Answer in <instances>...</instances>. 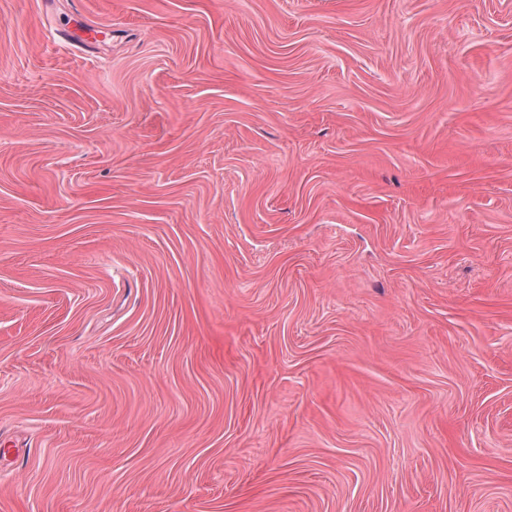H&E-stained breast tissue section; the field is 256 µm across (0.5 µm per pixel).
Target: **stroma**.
Returning a JSON list of instances; mask_svg holds the SVG:
<instances>
[{
  "instance_id": "obj_1",
  "label": "stroma",
  "mask_w": 512,
  "mask_h": 512,
  "mask_svg": "<svg viewBox=\"0 0 512 512\" xmlns=\"http://www.w3.org/2000/svg\"><path fill=\"white\" fill-rule=\"evenodd\" d=\"M0 512H512V0H0Z\"/></svg>"
}]
</instances>
